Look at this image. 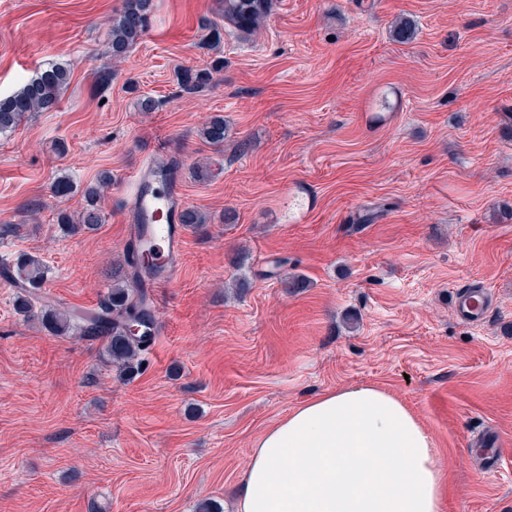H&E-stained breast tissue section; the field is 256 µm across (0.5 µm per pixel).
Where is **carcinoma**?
<instances>
[{"label": "carcinoma", "instance_id": "carcinoma-1", "mask_svg": "<svg viewBox=\"0 0 512 512\" xmlns=\"http://www.w3.org/2000/svg\"><path fill=\"white\" fill-rule=\"evenodd\" d=\"M271 4L272 0H224V26L244 36L252 35L262 27L271 11ZM153 7L154 0H125L123 10L112 18L109 28L112 56L115 59H122L142 37ZM223 68L224 60L218 58L208 69L180 74L177 79L179 92L194 95L205 90L212 73ZM69 79V70L55 64L28 80L11 96L0 99V134L13 131L29 112L56 107ZM227 134L222 116L212 118L201 129L203 139L214 146L224 145ZM111 181L109 173H101L94 185L85 188V206L78 215L60 211L56 216L57 223L71 235L94 232L103 220L100 209L102 191ZM157 271L159 268L153 264H143L138 268L132 260H126L125 265L113 273L112 286L99 302L98 308L81 312L59 310L41 293L47 267L39 257L21 253L13 264L0 269L3 276L20 290V312L32 317L35 306L39 304L42 326L49 333L66 336L72 332L106 339L109 359L130 375L139 373L142 364L140 355L155 339L152 333L133 337L129 334V327L133 321L141 319L156 326L151 304L141 284L142 274Z\"/></svg>", "mask_w": 512, "mask_h": 512}]
</instances>
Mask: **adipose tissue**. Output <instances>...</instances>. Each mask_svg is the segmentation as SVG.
<instances>
[{
    "label": "adipose tissue",
    "mask_w": 512,
    "mask_h": 512,
    "mask_svg": "<svg viewBox=\"0 0 512 512\" xmlns=\"http://www.w3.org/2000/svg\"><path fill=\"white\" fill-rule=\"evenodd\" d=\"M446 473L417 418L384 389L307 400L253 449L236 512H440Z\"/></svg>",
    "instance_id": "obj_1"
}]
</instances>
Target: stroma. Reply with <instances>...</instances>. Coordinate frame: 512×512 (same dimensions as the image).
Here are the masks:
<instances>
[{"mask_svg":"<svg viewBox=\"0 0 512 512\" xmlns=\"http://www.w3.org/2000/svg\"><path fill=\"white\" fill-rule=\"evenodd\" d=\"M123 4L0 0V98L70 71L56 109L0 135V224L16 227L0 259L39 256L52 301L96 308L149 155L179 160L209 221L187 229L132 377L104 339L51 335L0 287V512H233L267 429L363 384L430 435L441 512H512V0H273L254 36L228 28L216 48L202 22H223L222 0H154L117 61ZM219 55L210 87L180 95L177 73ZM216 115L221 147L200 136ZM104 172L100 228L67 234L57 212ZM62 173L78 194H52ZM466 284L492 294L483 322L454 314ZM479 431L499 437L497 470L477 463Z\"/></svg>","mask_w":512,"mask_h":512,"instance_id":"obj_1","label":"stroma"}]
</instances>
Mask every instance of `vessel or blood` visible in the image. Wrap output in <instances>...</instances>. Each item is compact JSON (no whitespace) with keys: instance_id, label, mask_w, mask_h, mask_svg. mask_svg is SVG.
Returning a JSON list of instances; mask_svg holds the SVG:
<instances>
[{"instance_id":"1","label":"vessel or blood","mask_w":512,"mask_h":512,"mask_svg":"<svg viewBox=\"0 0 512 512\" xmlns=\"http://www.w3.org/2000/svg\"><path fill=\"white\" fill-rule=\"evenodd\" d=\"M157 161L136 170L130 190L131 217L128 238L132 249L147 248L161 256L162 270L147 280V291L169 287L177 277L184 246V230L178 222L183 198L175 182L163 181ZM490 306L487 294L469 288L459 296L456 317L466 323L482 320Z\"/></svg>"}]
</instances>
